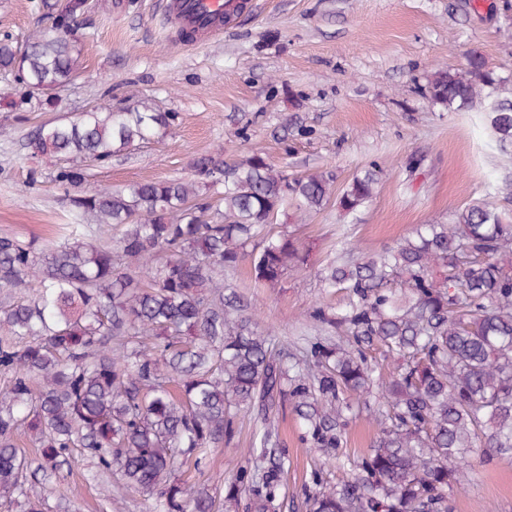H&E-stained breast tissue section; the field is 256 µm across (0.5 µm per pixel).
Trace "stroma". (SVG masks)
Here are the masks:
<instances>
[{"label": "stroma", "mask_w": 512, "mask_h": 512, "mask_svg": "<svg viewBox=\"0 0 512 512\" xmlns=\"http://www.w3.org/2000/svg\"><path fill=\"white\" fill-rule=\"evenodd\" d=\"M43 3L0 0V38L22 43L46 26ZM78 34L81 69L56 90V110L0 75V236L41 247L77 221L70 191L56 179L59 161L28 155L25 144L41 125L141 101L174 114L169 134L106 163L85 161L87 188L187 180L191 161L216 150L228 160L257 152L294 173L330 167L342 184L371 164L384 167L374 197L355 213L332 201L305 219L279 215L275 232L312 244V269L274 288L256 283L245 262L225 273L288 349L314 334L312 306L342 300L313 272L334 257L336 241L379 250L475 203L512 217V145H499L486 113L446 111L424 91L433 71L463 67L474 53L512 89V0H254L252 14L194 49L170 44L161 0H88ZM413 158L421 165L411 175ZM278 424L290 466L276 512H306L303 490L316 469L335 483L349 471L323 465L291 412ZM255 428L253 417H240L236 439L216 449L205 473L210 486L224 489L244 465ZM92 471L82 461L62 473L42 512H57L63 497L79 512H152L151 498L135 491L116 488L104 500ZM451 498L454 512H512V455L477 449Z\"/></svg>", "instance_id": "35a3bbf8"}]
</instances>
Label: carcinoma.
I'll list each match as a JSON object with an SVG mask.
<instances>
[{
    "instance_id": "carcinoma-1",
    "label": "carcinoma",
    "mask_w": 512,
    "mask_h": 512,
    "mask_svg": "<svg viewBox=\"0 0 512 512\" xmlns=\"http://www.w3.org/2000/svg\"><path fill=\"white\" fill-rule=\"evenodd\" d=\"M45 7L51 24L25 49L0 39V71L41 93L78 74L74 30L85 10ZM501 83L473 54L461 69L436 70L426 90L450 112L493 98L490 126L507 145L512 99L498 96ZM173 121L144 102L100 106L41 126L26 144L31 156L63 163L57 178L75 189L71 209L95 223L73 224L39 251L0 237V502L37 512L33 485L53 489L78 451L95 462L93 477L155 498L154 512H219L207 484L169 478L189 461L204 474L211 449L231 443L250 414L249 459L226 497L243 494L251 512H268L288 471L276 419L289 410L309 447L351 471L338 483L315 473L306 512H453L468 452L512 453V223L473 204L375 253L338 242L316 277L344 303L313 306L317 335L291 353L276 348L224 271L246 261L275 288L307 269L309 249L266 227L290 208L323 209L336 171L298 176L257 153L226 161L219 150L192 161L189 181L84 188L82 162L160 139ZM383 175L378 163L353 175L339 207L356 212ZM202 189L214 202H192ZM364 411L377 433L351 458L349 423ZM22 434L37 457L20 453Z\"/></svg>"
}]
</instances>
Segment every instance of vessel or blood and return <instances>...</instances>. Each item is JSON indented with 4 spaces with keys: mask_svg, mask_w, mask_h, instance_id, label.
<instances>
[{
    "mask_svg": "<svg viewBox=\"0 0 512 512\" xmlns=\"http://www.w3.org/2000/svg\"><path fill=\"white\" fill-rule=\"evenodd\" d=\"M248 9L245 0H167L164 19L172 39L194 44L222 34Z\"/></svg>",
    "mask_w": 512,
    "mask_h": 512,
    "instance_id": "obj_1",
    "label": "vessel or blood"
}]
</instances>
